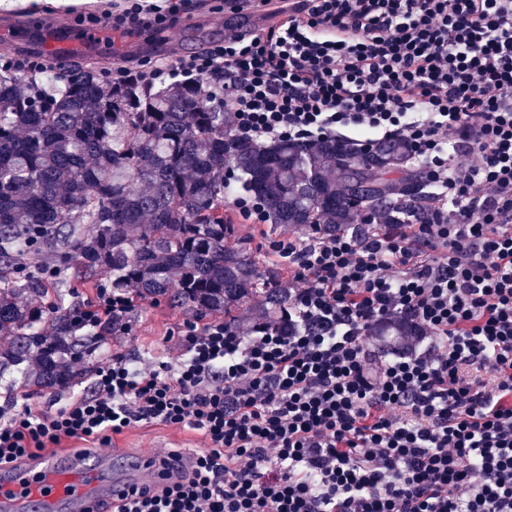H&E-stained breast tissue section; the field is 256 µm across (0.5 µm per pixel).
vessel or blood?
I'll use <instances>...</instances> for the list:
<instances>
[{"label":"vessel or blood","mask_w":512,"mask_h":512,"mask_svg":"<svg viewBox=\"0 0 512 512\" xmlns=\"http://www.w3.org/2000/svg\"><path fill=\"white\" fill-rule=\"evenodd\" d=\"M155 478L146 461L118 473L90 449L73 448L34 465L0 469V512H93L99 502L122 499Z\"/></svg>","instance_id":"vessel-or-blood-1"}]
</instances>
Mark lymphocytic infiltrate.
<instances>
[{
    "label": "lymphocytic infiltrate",
    "instance_id": "f902f5d3",
    "mask_svg": "<svg viewBox=\"0 0 512 512\" xmlns=\"http://www.w3.org/2000/svg\"><path fill=\"white\" fill-rule=\"evenodd\" d=\"M179 0H123L112 25L165 28ZM141 79L224 76V119L254 138L398 135L439 202L418 224L268 252L288 305L248 327L185 320L181 358L113 353L92 391L0 412V466L134 425L198 434L151 458L162 480L100 512H512V0H298L279 25ZM103 289L75 323L122 316ZM387 322L398 336L376 335Z\"/></svg>",
    "mask_w": 512,
    "mask_h": 512
}]
</instances>
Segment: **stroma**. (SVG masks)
Instances as JSON below:
<instances>
[{"mask_svg": "<svg viewBox=\"0 0 512 512\" xmlns=\"http://www.w3.org/2000/svg\"><path fill=\"white\" fill-rule=\"evenodd\" d=\"M110 0H30L29 4L10 10L0 8V56L14 58L48 55L54 41L53 29H61L65 39L73 43L72 56L60 57L62 65L71 60L91 61L96 69L117 65L131 66L144 58L187 56L201 52L211 44L223 41L235 33H250L257 22L269 19L268 10L238 11L231 0H187L185 14L174 24L159 32L160 45L153 46L144 39L143 32L122 34L112 29V23L103 14L111 10ZM88 15L101 16L95 29H86L83 19ZM239 227L243 247L259 262L260 270L272 267L268 254L270 240L281 229L272 224H253L235 215L232 207H225ZM186 314L168 308L165 304L143 303L137 307L128 324V331L119 339H106L93 343L87 364L111 357L121 351L128 358H158L176 362V352L167 349L164 338L176 330ZM91 391L90 379L84 378L65 391H29L23 376L17 371L0 375V407L10 410L29 405L35 408H59L75 396ZM197 444L196 435L162 425L135 426L114 437L107 455L113 456L117 469H124L126 462L151 457L164 449H187Z\"/></svg>", "mask_w": 512, "mask_h": 512, "instance_id": "obj_1", "label": "stroma"}]
</instances>
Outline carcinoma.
<instances>
[{
	"label": "carcinoma",
	"instance_id": "obj_1",
	"mask_svg": "<svg viewBox=\"0 0 512 512\" xmlns=\"http://www.w3.org/2000/svg\"><path fill=\"white\" fill-rule=\"evenodd\" d=\"M0 72V370L33 362V392L64 388L87 350L73 310L32 298L66 288L77 267L114 292L200 318L231 322L243 303L274 317L288 279L262 275L224 215V197L260 200L266 222L334 235L372 214L376 224L428 218L426 178L409 189L411 149L401 138L360 147L348 139L261 144L224 125L205 81L149 85L137 75L112 92L92 68L58 69L51 97ZM238 172L231 185L224 170ZM45 263L59 275L46 279ZM51 322L54 335L38 323Z\"/></svg>",
	"mask_w": 512,
	"mask_h": 512
}]
</instances>
